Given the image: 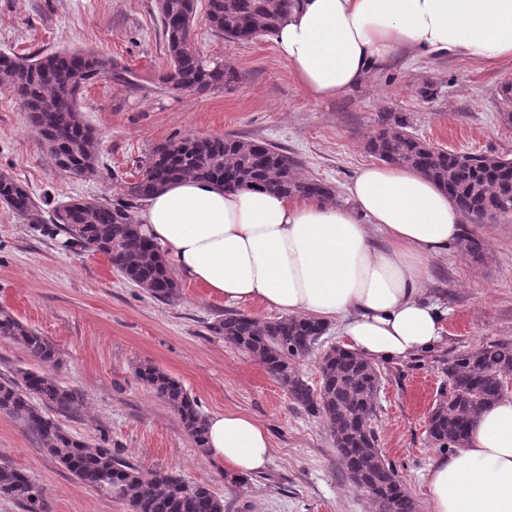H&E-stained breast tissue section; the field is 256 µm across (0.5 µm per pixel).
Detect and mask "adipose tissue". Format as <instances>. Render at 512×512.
<instances>
[{
    "mask_svg": "<svg viewBox=\"0 0 512 512\" xmlns=\"http://www.w3.org/2000/svg\"><path fill=\"white\" fill-rule=\"evenodd\" d=\"M275 43L306 94L328 99L403 48L512 59V0H294ZM347 194L340 205L185 179L147 200L137 222L179 278L225 305L336 322L374 364L434 350L448 312L424 284L431 260L460 242V212L428 177L386 164L361 167ZM272 451L248 415L206 420V452L231 472H260ZM426 484L432 512H512V398L483 409Z\"/></svg>",
    "mask_w": 512,
    "mask_h": 512,
    "instance_id": "obj_1",
    "label": "adipose tissue"
}]
</instances>
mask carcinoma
Here are the masks:
<instances>
[{"label":"carcinoma","mask_w":512,"mask_h":512,"mask_svg":"<svg viewBox=\"0 0 512 512\" xmlns=\"http://www.w3.org/2000/svg\"><path fill=\"white\" fill-rule=\"evenodd\" d=\"M292 0H207L210 29L225 39L247 43L272 34ZM162 34L170 60L164 82L205 93L237 80L236 72L206 60L194 46L191 31L197 0H158ZM112 72V59L91 51L40 56L0 52V86L11 90L29 126L50 152L55 165L76 178L96 173L99 142L84 122L79 98L85 84ZM386 164L414 169L448 192L452 204L475 224L512 214V159L473 153L448 154L403 130L382 128L366 144ZM296 161L267 142L236 135L187 136L156 147L127 183L123 197L103 203L72 199L53 209V226L68 249L99 252L124 278L161 301L172 299L177 282L155 243L136 222L134 209L167 184L197 178L235 189L259 187L283 196L333 200L319 180L297 177ZM0 203L33 224L42 208L12 176L0 173ZM326 324L300 316L259 319L227 311L210 331L255 356L308 413L321 418L356 488L367 493L377 512H419L402 488L398 474L378 445L369 425L381 373L342 346L319 356L321 391L311 388L298 360L325 333ZM0 339L24 347L34 362L58 363L53 345L34 328L0 310ZM448 390L440 392L427 422V437L440 449L461 448L473 418L502 397L501 378L512 374V342L488 341L443 361ZM138 379L178 414L196 447H205V418L181 381L152 365ZM85 396L45 370H19L0 378V412L35 437L40 448L83 484L118 498L127 512H224L212 490L189 483L174 471L143 472L123 449L106 438L95 443L71 433L60 417L83 408ZM0 497L22 512H48L45 489L19 469L0 463Z\"/></svg>","instance_id":"1"}]
</instances>
